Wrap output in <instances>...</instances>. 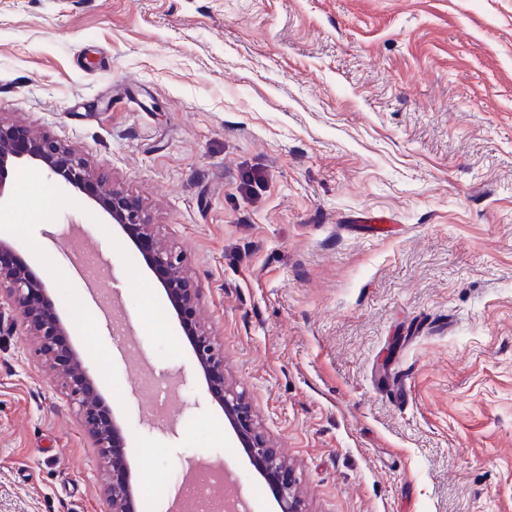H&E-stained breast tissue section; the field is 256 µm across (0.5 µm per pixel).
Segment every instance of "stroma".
<instances>
[{
  "instance_id": "stroma-1",
  "label": "stroma",
  "mask_w": 512,
  "mask_h": 512,
  "mask_svg": "<svg viewBox=\"0 0 512 512\" xmlns=\"http://www.w3.org/2000/svg\"><path fill=\"white\" fill-rule=\"evenodd\" d=\"M0 119L142 200L306 512H512V0H0ZM10 184L0 238L122 423L137 512L198 459L278 512L126 232ZM111 477L1 331L0 512H109Z\"/></svg>"
}]
</instances>
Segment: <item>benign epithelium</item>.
Masks as SVG:
<instances>
[{
  "instance_id": "obj_1",
  "label": "benign epithelium",
  "mask_w": 512,
  "mask_h": 512,
  "mask_svg": "<svg viewBox=\"0 0 512 512\" xmlns=\"http://www.w3.org/2000/svg\"><path fill=\"white\" fill-rule=\"evenodd\" d=\"M22 160L40 163L49 174L84 190L122 229H135L134 240L142 249L148 267L162 272L166 291L174 300L178 314L195 316L200 288L185 276L183 257L154 238L150 214L136 197L109 184L94 172L85 158L60 141L46 135H27L16 125L0 119V197L6 188L5 172ZM20 324L34 336L36 352L48 367L52 381L65 393L68 402L77 407L80 425L91 447L97 449L112 470V481L103 491L111 512H134L127 460L120 450L123 436L119 422L103 417L100 393L80 354L65 342L67 327L45 284L25 264L0 261V329L12 330ZM192 349L211 397L224 410L257 471L272 485L281 512H304L287 463L270 441L256 431L251 405L226 383L221 349L199 327L192 339Z\"/></svg>"
}]
</instances>
